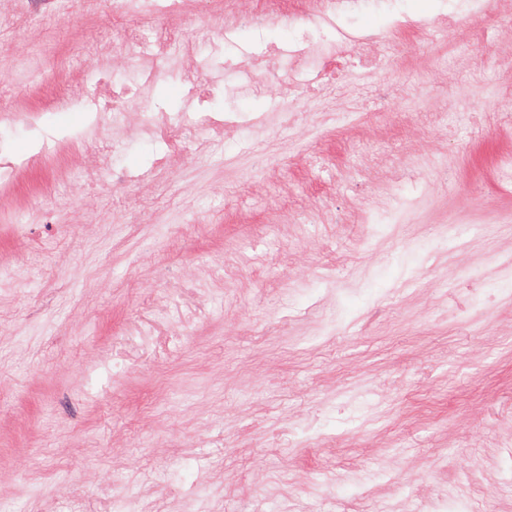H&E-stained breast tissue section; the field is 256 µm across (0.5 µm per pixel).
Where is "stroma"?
I'll return each instance as SVG.
<instances>
[{
  "mask_svg": "<svg viewBox=\"0 0 512 512\" xmlns=\"http://www.w3.org/2000/svg\"><path fill=\"white\" fill-rule=\"evenodd\" d=\"M504 12L474 92L512 52V0ZM163 22L199 45L183 70L29 84L18 58L68 57L71 32L111 34L112 10L0 0V265L29 261L0 283V456L14 461L0 512H81L70 483L89 500L147 494L156 512H341L355 493L364 512H414L440 492L457 512H512V276L498 270L512 195L487 179L512 92L478 122H436L456 110L458 72L434 43L387 35L369 4L339 27L408 67L338 85L313 70L294 91L369 112L355 144L272 122L284 87L246 88L243 64L287 57L304 30L211 43L204 7ZM116 101L136 129L119 139L99 117ZM147 112L209 127L176 145L141 131ZM474 186L483 208L466 201ZM451 224L465 229L453 252L439 236ZM186 293L201 314L160 359L113 358L147 297L174 310Z\"/></svg>",
  "mask_w": 512,
  "mask_h": 512,
  "instance_id": "obj_1",
  "label": "stroma"
}]
</instances>
